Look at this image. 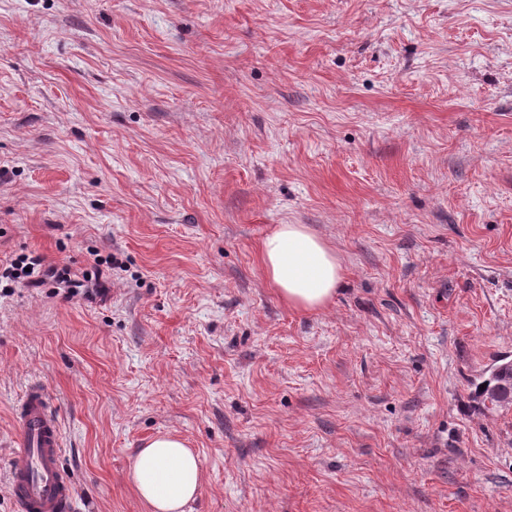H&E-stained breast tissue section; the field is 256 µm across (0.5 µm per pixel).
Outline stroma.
<instances>
[{
  "instance_id": "stroma-1",
  "label": "stroma",
  "mask_w": 512,
  "mask_h": 512,
  "mask_svg": "<svg viewBox=\"0 0 512 512\" xmlns=\"http://www.w3.org/2000/svg\"><path fill=\"white\" fill-rule=\"evenodd\" d=\"M344 269L292 308L260 243ZM0 512L12 411L42 384L73 512H148L177 432L187 512H512V0H0ZM261 252L268 282L289 306L318 310L336 296L343 268L305 225H278L262 240ZM29 260V261H28ZM41 258H26V261L21 262V266L12 265V270L6 269L3 273L5 278H11L13 280L23 278L32 285H37L43 281V276L46 273L57 274V278L60 281H65L70 288H81L82 283L77 280H71L70 271L64 267L60 271L56 267H51L48 270H42ZM25 268H30V272H26ZM507 358L502 360H497L495 364L491 366L489 370L485 374L486 376H481L479 379L476 380H470L469 385L471 388L470 392V399L471 402L474 404L473 407L479 411H485V410H493L494 408H502L501 405L496 402L495 400H490L489 403L486 401V397L482 396L483 390H480L481 385H483L487 379H489V375L491 373V370L499 365V363L502 361V363L509 362L505 361ZM500 363V364H502ZM130 478L150 512H185L203 484L198 455L173 433L150 439L135 455Z\"/></svg>"
}]
</instances>
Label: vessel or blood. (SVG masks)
<instances>
[{"label":"vessel or blood","mask_w":512,"mask_h":512,"mask_svg":"<svg viewBox=\"0 0 512 512\" xmlns=\"http://www.w3.org/2000/svg\"><path fill=\"white\" fill-rule=\"evenodd\" d=\"M20 446L9 463L16 512H70L73 487L60 468L61 435L47 392L28 387L18 406Z\"/></svg>","instance_id":"1"}]
</instances>
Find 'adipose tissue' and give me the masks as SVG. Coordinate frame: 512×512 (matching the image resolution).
I'll return each instance as SVG.
<instances>
[{
    "label": "adipose tissue",
    "instance_id": "ef3b65f1",
    "mask_svg": "<svg viewBox=\"0 0 512 512\" xmlns=\"http://www.w3.org/2000/svg\"><path fill=\"white\" fill-rule=\"evenodd\" d=\"M261 252L268 282L289 306L318 310L335 297L343 268L305 225H278L264 237ZM130 478L149 512H185L203 484L197 454L169 432L138 450Z\"/></svg>",
    "mask_w": 512,
    "mask_h": 512
}]
</instances>
